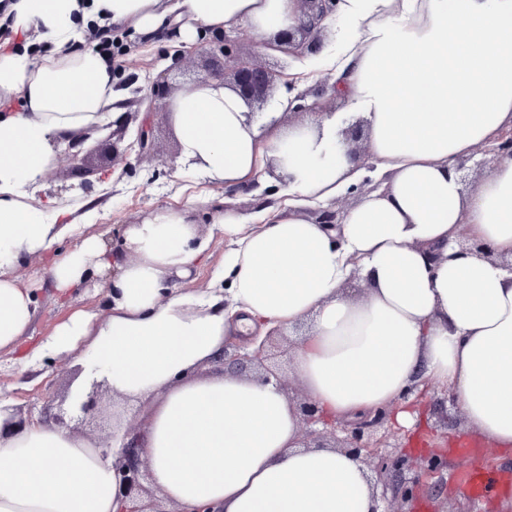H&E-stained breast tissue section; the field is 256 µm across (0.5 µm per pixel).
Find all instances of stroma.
I'll list each match as a JSON object with an SVG mask.
<instances>
[{
  "label": "stroma",
  "mask_w": 512,
  "mask_h": 512,
  "mask_svg": "<svg viewBox=\"0 0 512 512\" xmlns=\"http://www.w3.org/2000/svg\"><path fill=\"white\" fill-rule=\"evenodd\" d=\"M112 66L120 84L118 95L128 112H146L155 127L156 144L152 152L139 153L135 142V129H128L120 144L122 154L96 156L99 164L109 165V183L84 184L77 171L72 169L65 151H58L57 165L40 182L39 197H50L78 211L89 210L93 219L87 233H112L126 225L142 222L158 206L188 203L191 196L208 192L217 200L244 211H252L256 202L265 201L276 206L279 191L263 194L260 191L237 193L227 196L223 184L210 181L199 174H188L182 169L179 143L170 113L149 110L142 102L160 73H167L168 85L165 98L174 97L190 81L202 73L204 60L197 53H186L179 70L171 64L182 44L177 38L166 37L151 41L142 40L133 32L116 29L112 32ZM47 260L32 258L19 270L21 282L41 281L37 293L39 317L31 336L26 337L22 350H30L52 329L66 320L74 311L103 312L100 288H84L58 296L47 274ZM77 369L70 356L47 355L37 367L27 368L18 361L17 354H0V402L5 406L20 408L33 416L44 414L49 400L70 397ZM445 482L442 485L423 487V498L447 507L449 512H470L473 502L458 482L464 468L456 457H448Z\"/></svg>",
  "instance_id": "35a3bbf8"
}]
</instances>
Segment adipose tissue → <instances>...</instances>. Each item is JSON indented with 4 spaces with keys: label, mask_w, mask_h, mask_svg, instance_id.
<instances>
[{
    "label": "adipose tissue",
    "mask_w": 512,
    "mask_h": 512,
    "mask_svg": "<svg viewBox=\"0 0 512 512\" xmlns=\"http://www.w3.org/2000/svg\"><path fill=\"white\" fill-rule=\"evenodd\" d=\"M296 0H9L0 27L31 36L39 55L0 51V352L18 348L39 314L17 272L77 231L69 209L32 190L56 145L117 110L112 64L76 49L89 25L148 38L177 29L247 28L259 49L297 23ZM338 51L319 68L368 124L367 152L383 189L360 196L339 228L301 207L333 204L358 184L338 145L335 111L278 132L249 117L223 83L179 91L169 110L180 157L225 186L276 171L282 207L248 215L214 206L226 241L210 287H173L210 248L187 207L160 206L111 254L91 234L53 261L66 294L110 274L106 314L77 311L42 351L66 354L115 398L150 406L145 458L176 507L223 512H372L373 483L354 457L300 445V422L276 382L214 370L225 343L260 327L310 321L291 352L302 389L330 418L388 410L424 384L455 396L469 433L512 450V268L459 253L466 234L512 257V160L463 190L454 166L512 127V0H338L325 21ZM20 110H13V102ZM439 247V262L429 259ZM111 447L50 425L0 438V512H119Z\"/></svg>",
    "instance_id": "obj_1"
}]
</instances>
